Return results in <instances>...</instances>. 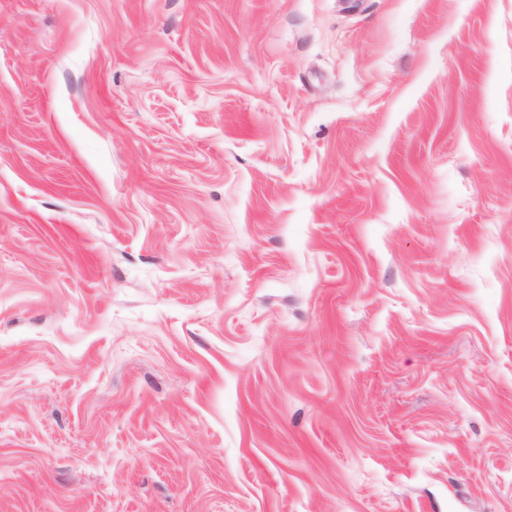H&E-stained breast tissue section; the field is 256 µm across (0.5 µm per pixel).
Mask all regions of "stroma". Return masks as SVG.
I'll return each instance as SVG.
<instances>
[{
  "label": "stroma",
  "instance_id": "35a3bbf8",
  "mask_svg": "<svg viewBox=\"0 0 512 512\" xmlns=\"http://www.w3.org/2000/svg\"><path fill=\"white\" fill-rule=\"evenodd\" d=\"M0 512H512V0H0Z\"/></svg>",
  "mask_w": 512,
  "mask_h": 512
}]
</instances>
